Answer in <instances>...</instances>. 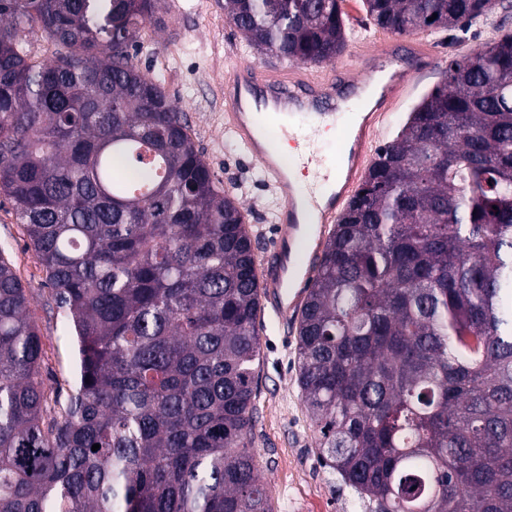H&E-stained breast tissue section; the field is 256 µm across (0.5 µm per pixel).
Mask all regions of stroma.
<instances>
[{
    "label": "stroma",
    "mask_w": 512,
    "mask_h": 512,
    "mask_svg": "<svg viewBox=\"0 0 512 512\" xmlns=\"http://www.w3.org/2000/svg\"><path fill=\"white\" fill-rule=\"evenodd\" d=\"M171 11L154 38L141 42L134 58L142 70L161 80L195 134L197 147L225 190L237 196L248 213L255 252H263L272 236L271 218L278 198L262 181L257 164L224 133V68L232 59L261 67H277L278 59L259 56L224 16L216 0H170ZM348 18L347 46L332 67L355 63L374 46L390 39L375 27L361 0H344ZM512 32V16L493 9L473 20L467 30H440L423 39L436 52L435 65L412 74V92L395 105L376 143L390 141L409 113L439 82L449 62L470 54L501 32ZM0 249L14 264L25 287L39 289L45 270L26 246L23 229L10 204L0 196ZM30 314L44 345V372L51 383L67 386L74 377V350L64 320L55 309L38 303ZM256 327L262 361L257 372L253 447L268 482L273 512H371L367 500L326 469L315 446L316 433L305 410L297 381L295 324L284 325L259 313Z\"/></svg>",
    "instance_id": "1"
}]
</instances>
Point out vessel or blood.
Segmentation results:
<instances>
[{
    "label": "vessel or blood",
    "instance_id": "1",
    "mask_svg": "<svg viewBox=\"0 0 512 512\" xmlns=\"http://www.w3.org/2000/svg\"><path fill=\"white\" fill-rule=\"evenodd\" d=\"M403 51L420 68L434 64L433 50L426 42L388 40L360 65L346 70L340 80L330 74L315 76L300 69L261 68L242 61L230 65L224 75V130L243 146L249 159L260 164L267 181L279 194L271 246L259 265L265 304L280 319H287L302 305L329 226L347 209L371 162L378 127L386 120L390 105L410 88L407 71L397 65ZM383 64L394 67L389 81L371 110L351 114L333 171H318V179L332 182L333 188L317 205V222L307 223L288 160L274 144L278 122L297 118L314 124L335 121L336 101L341 94L355 93L364 70Z\"/></svg>",
    "mask_w": 512,
    "mask_h": 512
}]
</instances>
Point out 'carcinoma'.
<instances>
[{
	"label": "carcinoma",
	"mask_w": 512,
	"mask_h": 512,
	"mask_svg": "<svg viewBox=\"0 0 512 512\" xmlns=\"http://www.w3.org/2000/svg\"><path fill=\"white\" fill-rule=\"evenodd\" d=\"M344 0H224L319 64ZM396 34L493 0H361ZM169 0H0V194L76 345L45 382L0 250V512H272L252 434L261 288L245 211L132 50ZM54 47L32 58L25 31ZM325 465L372 512H512V34L451 61L376 152L297 327ZM100 448L92 450V445Z\"/></svg>",
	"instance_id": "carcinoma-1"
}]
</instances>
